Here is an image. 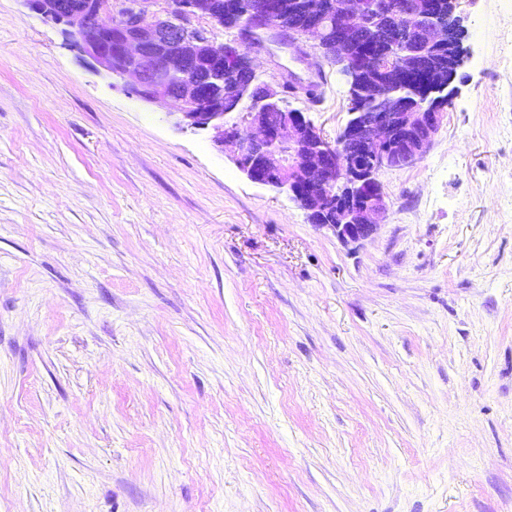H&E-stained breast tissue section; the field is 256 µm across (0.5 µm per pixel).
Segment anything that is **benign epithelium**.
Listing matches in <instances>:
<instances>
[{
  "label": "benign epithelium",
  "instance_id": "1",
  "mask_svg": "<svg viewBox=\"0 0 512 512\" xmlns=\"http://www.w3.org/2000/svg\"><path fill=\"white\" fill-rule=\"evenodd\" d=\"M32 9L70 28L98 69L139 99L167 106L182 127L214 131L213 143L231 149L238 169L253 183L289 197L309 212L310 221L334 232L344 244L371 237L386 211L380 171L414 165L429 150L443 118L441 112H352L335 142H328L304 113L288 108L283 91L261 86L251 103L240 106L233 71L256 79L249 52L217 41L214 29L224 26L223 0H25ZM281 0H258L247 7L236 26L241 39L256 43L255 31L286 26L272 24ZM461 0H448V19H431L429 0H338L336 13L312 8L303 36L323 50L353 37L354 21L366 14L389 19L398 36L416 34L436 45L452 42L463 29ZM391 69L406 75L412 63L396 45L390 48ZM444 102L456 97L454 76L443 83L429 75ZM237 107L229 123L225 105ZM277 120H270V111Z\"/></svg>",
  "mask_w": 512,
  "mask_h": 512
}]
</instances>
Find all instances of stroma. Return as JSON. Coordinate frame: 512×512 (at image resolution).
Here are the masks:
<instances>
[{"label": "stroma", "mask_w": 512, "mask_h": 512, "mask_svg": "<svg viewBox=\"0 0 512 512\" xmlns=\"http://www.w3.org/2000/svg\"><path fill=\"white\" fill-rule=\"evenodd\" d=\"M346 245L0 0V512H512V0ZM262 82L328 140L336 65Z\"/></svg>", "instance_id": "obj_1"}]
</instances>
